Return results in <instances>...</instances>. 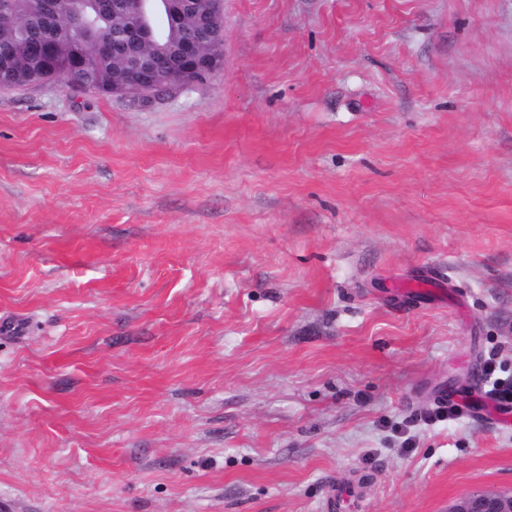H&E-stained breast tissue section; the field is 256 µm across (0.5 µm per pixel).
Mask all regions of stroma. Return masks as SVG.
Here are the masks:
<instances>
[{
	"instance_id": "stroma-1",
	"label": "stroma",
	"mask_w": 512,
	"mask_h": 512,
	"mask_svg": "<svg viewBox=\"0 0 512 512\" xmlns=\"http://www.w3.org/2000/svg\"><path fill=\"white\" fill-rule=\"evenodd\" d=\"M223 16L147 104L0 90V512L512 491V0Z\"/></svg>"
}]
</instances>
